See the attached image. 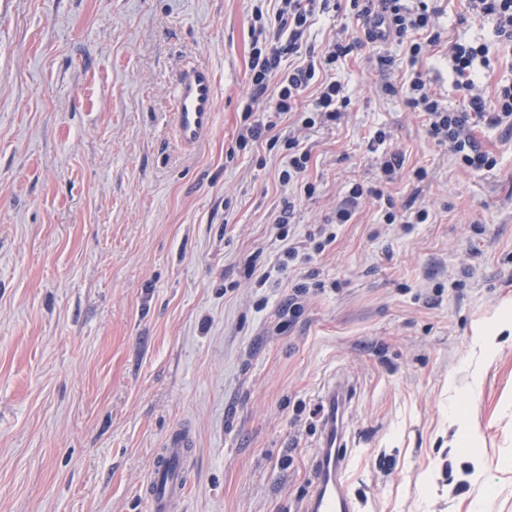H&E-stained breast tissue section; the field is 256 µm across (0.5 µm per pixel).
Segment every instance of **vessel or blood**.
<instances>
[{
  "label": "vessel or blood",
  "instance_id": "1",
  "mask_svg": "<svg viewBox=\"0 0 512 512\" xmlns=\"http://www.w3.org/2000/svg\"><path fill=\"white\" fill-rule=\"evenodd\" d=\"M173 122L176 138L186 149L208 140L215 129L216 81L212 70L200 63L180 69L174 84ZM352 397L350 385H334L326 394L328 405L337 406L339 414L330 418L323 432L322 446L314 460L315 480L305 512H358L348 492V461L343 453L345 442L343 412ZM193 441L184 428H176L165 439L145 485L151 512H176L189 493L184 473L187 450Z\"/></svg>",
  "mask_w": 512,
  "mask_h": 512
}]
</instances>
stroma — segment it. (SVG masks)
<instances>
[{
  "mask_svg": "<svg viewBox=\"0 0 512 512\" xmlns=\"http://www.w3.org/2000/svg\"><path fill=\"white\" fill-rule=\"evenodd\" d=\"M429 4L442 36L417 68L444 106L464 107L450 41L488 46L485 97L512 81L490 19L463 25V0ZM277 7L0 0V512H151L143 486L176 425L194 439L180 512H302L323 394L341 379L361 512H470L478 478L480 512H512L511 336L471 378L473 322L512 299V135L474 124L498 164L460 168L381 88L387 74L405 82L404 47L369 42L349 0H331L282 64L321 59L346 32L354 47L329 75L349 104L309 131L316 192L278 226L292 194L283 146L236 144L252 13ZM190 60L215 74L217 115L188 151L169 114ZM394 151L425 179L381 186ZM355 184L361 207L332 223ZM323 227V252L284 257L280 231ZM300 284L309 297L292 316ZM452 417L475 431L470 447Z\"/></svg>",
  "mask_w": 512,
  "mask_h": 512,
  "instance_id": "35a3bbf8",
  "label": "stroma"
}]
</instances>
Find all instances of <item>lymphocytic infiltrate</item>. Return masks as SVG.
I'll return each instance as SVG.
<instances>
[{
    "instance_id": "1",
    "label": "lymphocytic infiltrate",
    "mask_w": 512,
    "mask_h": 512,
    "mask_svg": "<svg viewBox=\"0 0 512 512\" xmlns=\"http://www.w3.org/2000/svg\"><path fill=\"white\" fill-rule=\"evenodd\" d=\"M317 0H280L274 18H264L262 10H254L251 24L252 52L250 79L245 94L244 112L250 121L240 128L237 142L245 145L267 139L269 144L284 143L288 163L280 173L283 185L312 196L315 186L303 179L310 150L306 146L307 133L316 125H329L341 117L346 104L341 84L335 81L321 83L311 113L299 112L298 101L314 78V65L299 67L288 74H280L284 51H296L316 9ZM358 19L366 24L382 27V40L393 39L405 44L408 61L414 69L409 75L405 103L427 117L426 132L438 144L449 146L458 164L467 170H492L497 165L494 156L486 153L471 135V126L478 121L499 125L512 123V81L497 87L493 98H485L478 83L476 60L486 58L488 48L483 44L453 42L448 47L456 76V91L467 106L455 111L444 106L432 91L416 65L430 47L441 40L433 13L427 5L410 8L402 0H351ZM288 31L287 46H278L275 35ZM291 118L287 135H276L275 130L284 118Z\"/></svg>"
}]
</instances>
